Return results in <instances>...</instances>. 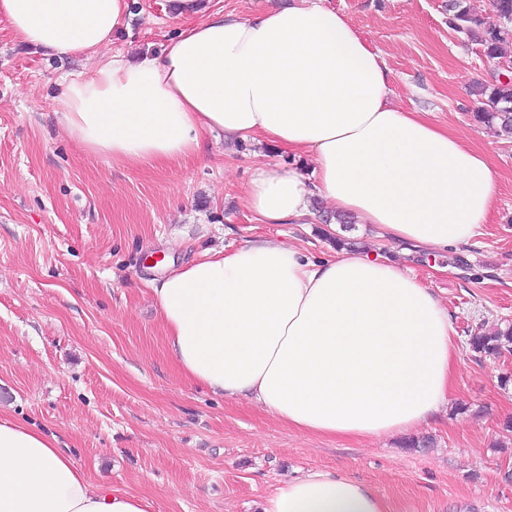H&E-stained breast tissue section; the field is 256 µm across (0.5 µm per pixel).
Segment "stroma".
Wrapping results in <instances>:
<instances>
[{
    "label": "stroma",
    "instance_id": "stroma-1",
    "mask_svg": "<svg viewBox=\"0 0 512 512\" xmlns=\"http://www.w3.org/2000/svg\"><path fill=\"white\" fill-rule=\"evenodd\" d=\"M448 0H322L389 70L392 101L426 113L489 159L497 199L484 233L448 252L398 255L369 224L360 250L399 256L447 307L453 393L414 431L372 439L312 435L247 399L188 383L159 320L155 262L175 265L246 240L281 238L334 256L326 206L306 224H262L243 190L259 164H314L251 140L201 135L198 154L163 166L92 155L56 118L62 76L93 64L18 42L0 22V408L53 435L93 485L145 495L156 512H260L281 482L329 470L371 486L390 512H512V353L469 337L512 323V140L477 122L473 83L512 62L487 59L448 25ZM183 26L166 0H132L107 55L157 52Z\"/></svg>",
    "mask_w": 512,
    "mask_h": 512
}]
</instances>
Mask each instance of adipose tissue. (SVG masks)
<instances>
[{
  "instance_id": "adipose-tissue-1",
  "label": "adipose tissue",
  "mask_w": 512,
  "mask_h": 512,
  "mask_svg": "<svg viewBox=\"0 0 512 512\" xmlns=\"http://www.w3.org/2000/svg\"><path fill=\"white\" fill-rule=\"evenodd\" d=\"M192 20L157 54L112 57L63 78L59 122L91 154L127 166L195 152L202 132L270 143L312 176L259 164L245 191L266 224L310 217L318 197L379 236L447 251L482 233L496 180L486 155L390 103L381 52L320 0L241 20L206 0H170ZM128 0H0L23 44L93 57ZM181 375L297 430L366 439L425 424L448 404L457 345L447 309L378 254L316 261L274 238L207 252L153 280ZM0 512H154L146 496L93 486L55 437L0 412ZM261 512H388L369 486L313 470Z\"/></svg>"
}]
</instances>
